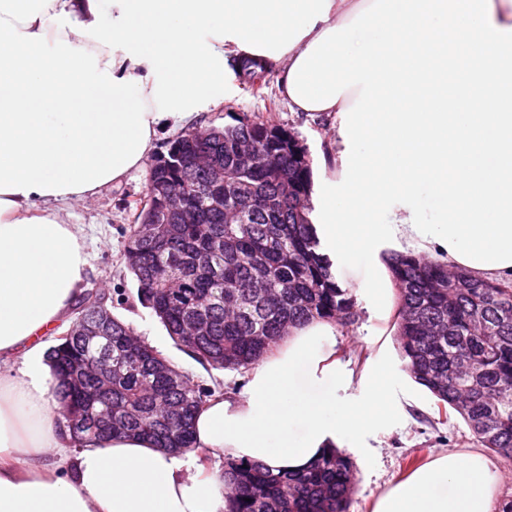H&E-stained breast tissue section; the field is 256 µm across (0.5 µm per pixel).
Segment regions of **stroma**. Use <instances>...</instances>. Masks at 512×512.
<instances>
[{
  "label": "stroma",
  "instance_id": "1",
  "mask_svg": "<svg viewBox=\"0 0 512 512\" xmlns=\"http://www.w3.org/2000/svg\"><path fill=\"white\" fill-rule=\"evenodd\" d=\"M257 116L295 131L308 148L313 170L331 167L338 148L335 121L291 111L274 79L255 95L244 88L233 68H226L223 104L204 109L189 127L204 131ZM147 176L144 167L131 171L121 183L102 188L89 203L63 211L67 223L85 225L88 234L89 268L84 286L105 293L114 315L170 357L197 384L208 388L220 385L228 392L242 389L245 374L205 369L179 350L163 325L137 301L122 249L134 222L135 204L146 193ZM365 265L360 258L335 265L340 284L352 290L358 310L353 325L336 329V356L352 375L346 394L355 400L362 399L370 372L384 370L390 416L343 443L354 465L355 491L349 512H372L374 502L390 485L431 458L450 450L475 448L467 424L458 416L439 412L430 393L405 371L393 328L397 306L373 298L365 287Z\"/></svg>",
  "mask_w": 512,
  "mask_h": 512
}]
</instances>
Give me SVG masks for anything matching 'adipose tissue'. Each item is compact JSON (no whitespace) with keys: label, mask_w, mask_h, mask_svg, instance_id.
Returning a JSON list of instances; mask_svg holds the SVG:
<instances>
[{"label":"adipose tissue","mask_w":512,"mask_h":512,"mask_svg":"<svg viewBox=\"0 0 512 512\" xmlns=\"http://www.w3.org/2000/svg\"><path fill=\"white\" fill-rule=\"evenodd\" d=\"M245 58L279 66L293 111L336 120L337 190L315 224L334 252L370 259L386 235L512 279V0H0V363L22 359L0 370V512H225L198 450L297 470L386 415L383 371L362 401L337 396L352 377L336 325L313 321L209 398L195 451L116 436L67 454L45 339L89 255L60 211L140 167L161 124L222 103ZM425 185L447 223H372L378 200ZM498 484L481 454L451 451L373 512H492Z\"/></svg>","instance_id":"1"}]
</instances>
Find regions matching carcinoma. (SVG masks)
I'll list each match as a JSON object with an SVG mask.
<instances>
[{
	"label": "carcinoma",
	"mask_w": 512,
	"mask_h": 512,
	"mask_svg": "<svg viewBox=\"0 0 512 512\" xmlns=\"http://www.w3.org/2000/svg\"><path fill=\"white\" fill-rule=\"evenodd\" d=\"M173 167L158 166L147 189L170 179L188 184L193 224H154L135 212L125 239L124 265L137 299L164 325L174 343L214 370H248L288 335L313 320L355 323L357 302L322 252L309 218L312 166L303 141L260 117L182 134L168 148ZM224 172V206L211 205L210 185ZM384 262L398 293L393 323L404 368L469 427L476 443L512 461V282L448 270L410 251ZM69 327L47 354L52 397L82 448L105 434L144 436L158 448L193 447L196 414L212 390L193 383L133 328L112 317L109 372L99 349L80 333L96 320L105 295L88 289ZM226 512H348L354 492L350 457L330 448L298 471L224 460Z\"/></svg>",
	"instance_id": "carcinoma-1"
}]
</instances>
